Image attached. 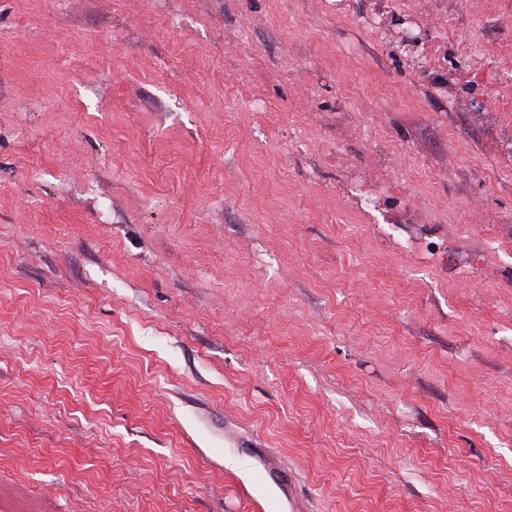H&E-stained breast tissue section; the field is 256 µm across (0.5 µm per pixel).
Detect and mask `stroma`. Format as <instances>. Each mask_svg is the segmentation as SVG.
<instances>
[{"mask_svg": "<svg viewBox=\"0 0 512 512\" xmlns=\"http://www.w3.org/2000/svg\"><path fill=\"white\" fill-rule=\"evenodd\" d=\"M0 503L512 512V0H0Z\"/></svg>", "mask_w": 512, "mask_h": 512, "instance_id": "35a3bbf8", "label": "stroma"}]
</instances>
